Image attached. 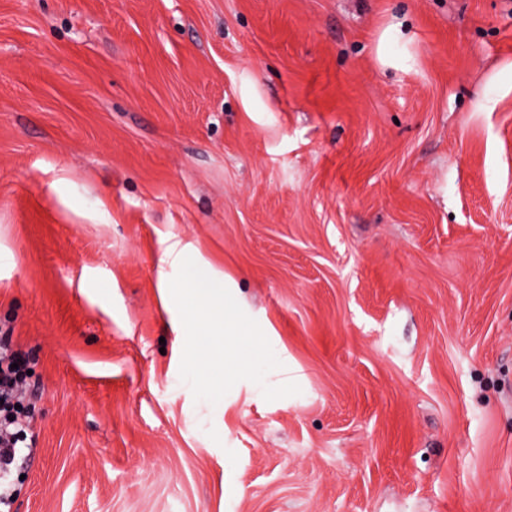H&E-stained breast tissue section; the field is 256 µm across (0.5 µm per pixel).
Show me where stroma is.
<instances>
[{
  "instance_id": "35a3bbf8",
  "label": "stroma",
  "mask_w": 512,
  "mask_h": 512,
  "mask_svg": "<svg viewBox=\"0 0 512 512\" xmlns=\"http://www.w3.org/2000/svg\"><path fill=\"white\" fill-rule=\"evenodd\" d=\"M191 244L281 366L217 404ZM11 512H512V0H0ZM13 363L17 369H11ZM26 359L21 352L13 351L6 341L0 343V507L12 501L17 490L6 481L16 456L29 448L26 444L30 430L29 416L20 405L14 393L17 381L22 379ZM23 445V446H22ZM3 480V481H2Z\"/></svg>"
}]
</instances>
